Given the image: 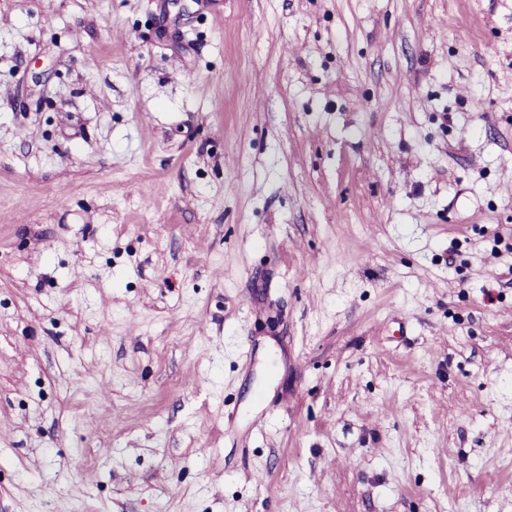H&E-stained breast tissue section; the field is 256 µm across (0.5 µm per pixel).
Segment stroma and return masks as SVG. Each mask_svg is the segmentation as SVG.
<instances>
[{
	"mask_svg": "<svg viewBox=\"0 0 512 512\" xmlns=\"http://www.w3.org/2000/svg\"><path fill=\"white\" fill-rule=\"evenodd\" d=\"M512 0H0V512H512Z\"/></svg>",
	"mask_w": 512,
	"mask_h": 512,
	"instance_id": "obj_1",
	"label": "stroma"
}]
</instances>
